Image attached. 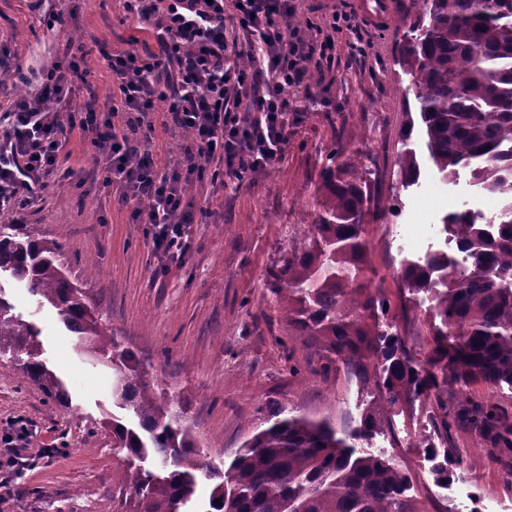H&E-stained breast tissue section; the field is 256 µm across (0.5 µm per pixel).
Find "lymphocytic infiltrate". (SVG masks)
<instances>
[{
    "label": "lymphocytic infiltrate",
    "mask_w": 512,
    "mask_h": 512,
    "mask_svg": "<svg viewBox=\"0 0 512 512\" xmlns=\"http://www.w3.org/2000/svg\"><path fill=\"white\" fill-rule=\"evenodd\" d=\"M126 18L151 30L157 49L137 39L107 56L112 94L89 93L73 108L90 70L83 49L41 73L36 92L0 113V213H20L47 188L72 178L59 154L80 134L112 201L150 225L161 269L181 264L195 225L210 210L190 197L196 185L222 193L277 165L288 148L289 92L310 94V63L333 65L334 33L356 31V12L332 14L329 35L306 39L289 28L292 0H124ZM166 99L158 112L154 103ZM177 138L174 160L154 161L156 128Z\"/></svg>",
    "instance_id": "obj_1"
}]
</instances>
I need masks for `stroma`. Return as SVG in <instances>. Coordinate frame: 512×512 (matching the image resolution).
Here are the masks:
<instances>
[{
    "label": "stroma",
    "mask_w": 512,
    "mask_h": 512,
    "mask_svg": "<svg viewBox=\"0 0 512 512\" xmlns=\"http://www.w3.org/2000/svg\"><path fill=\"white\" fill-rule=\"evenodd\" d=\"M294 2V26L304 32L326 28L333 13L357 9L359 0ZM389 2L386 24L367 22L358 32L335 34L333 67L311 69L314 96L298 99L289 115L283 159L243 184L228 183L223 196L210 200L212 215L194 227L181 266L158 270L145 225L109 203L100 186L64 182L50 188L39 207L0 214V224H29L63 244L70 280L85 289L104 326L136 353L146 379L175 395L209 462L229 461L279 406L352 430L381 405V424L362 446L402 467L409 476L407 496L425 512H472L475 497L481 512H512V456L499 455L464 421L444 436L434 397L386 406L374 377L378 365L364 377L342 365L325 378L314 374L307 341L289 337L272 302V273L301 245L303 229L321 208L322 170L333 161L355 165L364 176L369 211L365 275L388 305L380 324L401 337L414 361H425L433 346L431 301L404 288L402 267L431 248L456 255L442 230L447 214L481 215L499 207L470 169L443 183L428 159L422 124L408 126L418 106L401 47L409 37L407 19L423 5ZM33 4L0 0V45L10 52L6 67L26 75L23 84L9 81L0 88V111L31 91L36 70L70 42L83 44L94 88L107 97L112 83L106 53L124 49L130 38H148L125 22L123 0H49L44 11ZM408 127L413 133L407 140ZM409 148L420 165L414 186L400 173ZM0 292L40 329L43 358L71 393L69 406L55 404L12 365L0 363V440L9 421L24 418L26 444L36 456L29 467L11 473L19 490L0 501V512H97L111 506L118 460L112 432L101 424L116 410L111 370L89 362L56 309L38 306L24 285L5 276ZM468 397L488 400L512 417L511 385L449 380V407ZM430 446L458 458L448 481L436 477L426 453Z\"/></svg>",
    "instance_id": "35a3bbf8"
}]
</instances>
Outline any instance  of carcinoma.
<instances>
[{
	"label": "carcinoma",
	"mask_w": 512,
	"mask_h": 512,
	"mask_svg": "<svg viewBox=\"0 0 512 512\" xmlns=\"http://www.w3.org/2000/svg\"><path fill=\"white\" fill-rule=\"evenodd\" d=\"M423 3L403 51L406 65L418 74L414 96L429 158L445 182L458 177V168L475 165L474 178L501 205L497 233L489 235L483 219L470 212L451 213L442 231L470 264L436 251L424 265L402 271L405 287L431 295L438 320L431 355L416 364L397 334L379 329L377 310L387 304L363 276L368 210L361 176L329 165L321 173L327 195L309 229L310 242L288 254L273 274L271 293L288 331L314 348L319 374L328 375L339 362L366 374L377 361V383L389 402L433 395L445 435L464 418L508 455L512 426L499 408L468 399L450 411L441 396L450 370L463 384L480 378L512 385V0ZM400 170L406 183L417 181L414 151L404 152ZM62 254V244L29 224L0 225V274L55 308L68 331L89 341L124 381L114 391L124 414L108 420L121 455L112 500L133 503L132 512H183L205 479L212 482L209 512H418L405 497L404 471L355 445L378 426L379 408L344 436L326 418L287 415L279 408L226 470L210 465L174 398L155 394L135 354L120 348L88 306L85 291L68 279ZM40 336L0 297V362L9 360L46 398L67 406L71 394L41 359Z\"/></svg>",
	"instance_id": "1"
}]
</instances>
